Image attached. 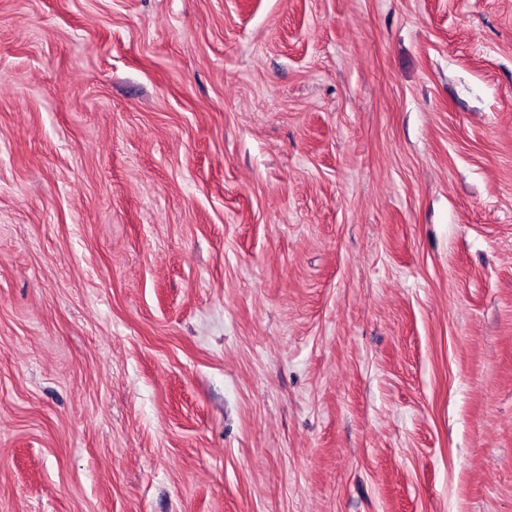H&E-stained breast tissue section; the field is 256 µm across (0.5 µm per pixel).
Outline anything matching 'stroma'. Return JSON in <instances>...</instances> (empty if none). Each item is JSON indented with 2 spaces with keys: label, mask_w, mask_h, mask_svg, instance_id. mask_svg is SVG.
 Here are the masks:
<instances>
[{
  "label": "stroma",
  "mask_w": 512,
  "mask_h": 512,
  "mask_svg": "<svg viewBox=\"0 0 512 512\" xmlns=\"http://www.w3.org/2000/svg\"><path fill=\"white\" fill-rule=\"evenodd\" d=\"M0 512H512V0H0Z\"/></svg>",
  "instance_id": "35a3bbf8"
}]
</instances>
